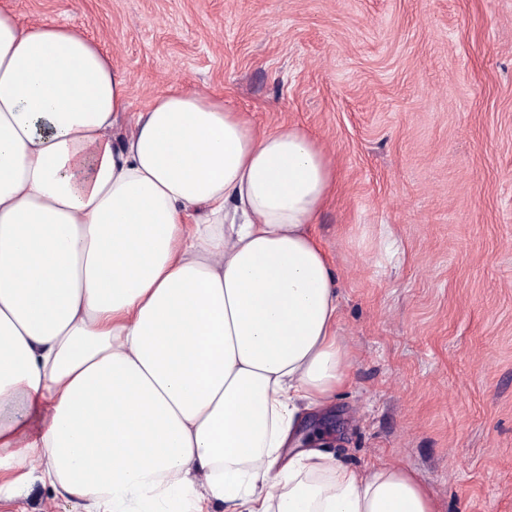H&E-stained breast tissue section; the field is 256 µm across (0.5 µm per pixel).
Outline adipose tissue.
<instances>
[{"label":"adipose tissue","instance_id":"obj_1","mask_svg":"<svg viewBox=\"0 0 512 512\" xmlns=\"http://www.w3.org/2000/svg\"><path fill=\"white\" fill-rule=\"evenodd\" d=\"M128 106L82 31L0 8V410L35 420L0 447L84 512H438L301 445L350 367L318 141L181 86L113 138Z\"/></svg>","mask_w":512,"mask_h":512}]
</instances>
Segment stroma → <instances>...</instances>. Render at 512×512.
<instances>
[{"instance_id": "1", "label": "stroma", "mask_w": 512, "mask_h": 512, "mask_svg": "<svg viewBox=\"0 0 512 512\" xmlns=\"http://www.w3.org/2000/svg\"><path fill=\"white\" fill-rule=\"evenodd\" d=\"M97 42L128 80L123 137L176 83L337 174L315 233L341 287L349 379L321 449L413 469L439 512H512V0H0ZM400 242L379 260V231ZM0 512H81L32 459Z\"/></svg>"}]
</instances>
